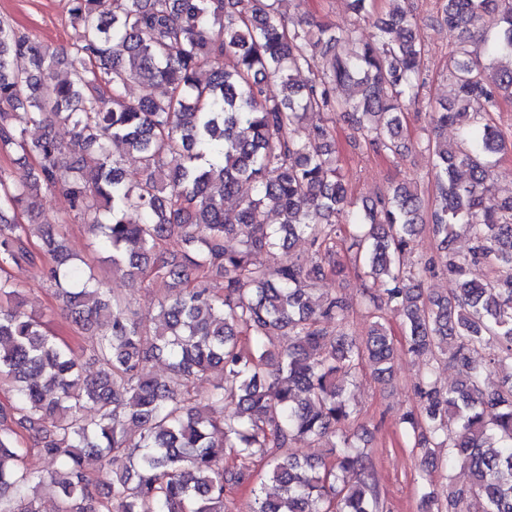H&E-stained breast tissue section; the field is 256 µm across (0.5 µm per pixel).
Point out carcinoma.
<instances>
[{
  "mask_svg": "<svg viewBox=\"0 0 512 512\" xmlns=\"http://www.w3.org/2000/svg\"><path fill=\"white\" fill-rule=\"evenodd\" d=\"M286 2L304 0H70L77 37L61 52L0 22V154L12 162L0 169V379L12 382L0 401V512H41L35 489L47 479L59 486L58 512H232L230 493L242 487L253 512H380L369 455L351 440L350 393L365 363L381 381L394 372L388 311L403 318L407 351L427 362L420 408L401 417L425 465L421 512H512V197L493 186L499 154L512 149L494 120L512 101V0H435L458 39L448 52L453 98L437 102L433 123L457 126L461 139L424 143L436 187L428 211L406 181L354 200L335 134L346 114L367 150L406 148L404 110L419 101L426 55L408 0L372 21L374 0H350L355 24L371 21L359 42L356 29L329 22L289 27ZM302 71L310 77L300 85ZM275 82L278 96L268 92ZM131 83L154 93L128 103ZM314 113L326 120L297 137ZM55 125L69 128L68 141L51 134ZM32 128L41 134L30 141ZM114 145L137 155L138 182H127ZM52 190L88 224L100 262L161 291L152 321L110 295L58 225L32 212ZM269 211L279 223H266ZM459 226L465 253L452 247ZM427 227L436 252L409 260ZM349 228L375 318L361 338L345 331L349 302L314 288L341 273ZM299 238L309 259L259 261ZM42 252L73 331L94 336L85 349L94 374L5 275ZM480 266L488 272L471 277ZM437 268L456 288L427 300L420 277ZM480 349L483 361L472 357ZM443 360L459 369L453 387L434 378ZM215 368L224 377L201 402L189 388ZM504 368L489 387L488 374ZM297 439L324 443L328 458L278 455ZM31 450L61 469L21 467ZM91 458L104 462L112 493ZM258 463L277 492L256 487ZM440 466L468 469L470 482L440 496Z\"/></svg>",
  "mask_w": 512,
  "mask_h": 512,
  "instance_id": "obj_1",
  "label": "carcinoma"
}]
</instances>
